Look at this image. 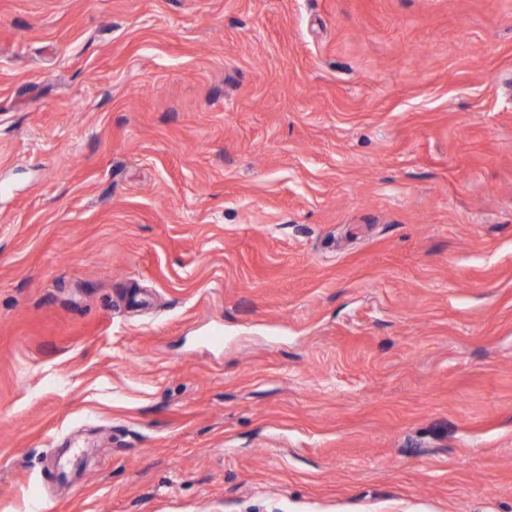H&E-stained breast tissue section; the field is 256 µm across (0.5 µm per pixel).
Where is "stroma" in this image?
<instances>
[{
    "label": "stroma",
    "instance_id": "obj_1",
    "mask_svg": "<svg viewBox=\"0 0 512 512\" xmlns=\"http://www.w3.org/2000/svg\"><path fill=\"white\" fill-rule=\"evenodd\" d=\"M0 512H512V0H0Z\"/></svg>",
    "mask_w": 512,
    "mask_h": 512
}]
</instances>
